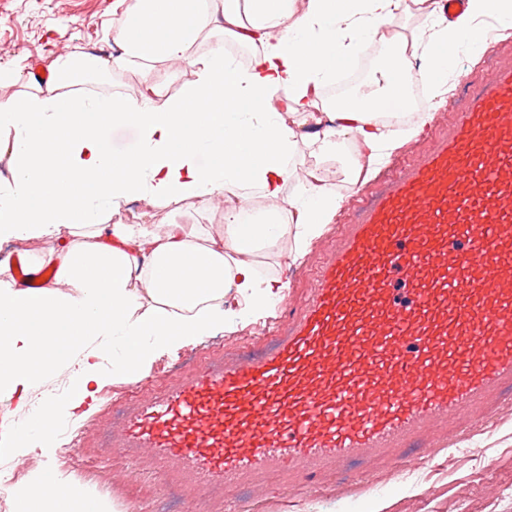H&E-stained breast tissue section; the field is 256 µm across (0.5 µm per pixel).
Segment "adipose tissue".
<instances>
[{"label": "adipose tissue", "mask_w": 512, "mask_h": 512, "mask_svg": "<svg viewBox=\"0 0 512 512\" xmlns=\"http://www.w3.org/2000/svg\"><path fill=\"white\" fill-rule=\"evenodd\" d=\"M406 0H134L112 41L116 54L58 55L27 75L0 72L18 91L0 99V244L79 228L66 248L0 265V397L26 392L59 365L78 361L69 406L95 399L94 342L112 351V375L145 372L154 353L211 336L224 304L258 319L282 300V282L257 274V256L289 260L320 237L340 205L319 164L351 143L350 173L367 179L400 144L384 107L407 102L408 65L422 63L432 92L448 90L462 53L480 52L485 21L512 30V0H413L427 19L389 40L369 92L321 104L327 79L351 66ZM254 51L241 63L226 42ZM181 63L195 78L165 96L150 73ZM135 68L132 93L95 94L86 84ZM298 176L301 191L285 187ZM274 201L241 204L246 189ZM191 198L220 205L217 232L195 224H109L108 210ZM20 512H109L107 502L63 472L40 468L16 489Z\"/></svg>", "instance_id": "obj_1"}]
</instances>
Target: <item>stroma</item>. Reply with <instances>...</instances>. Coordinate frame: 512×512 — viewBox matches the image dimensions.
Instances as JSON below:
<instances>
[{
    "label": "stroma",
    "mask_w": 512,
    "mask_h": 512,
    "mask_svg": "<svg viewBox=\"0 0 512 512\" xmlns=\"http://www.w3.org/2000/svg\"><path fill=\"white\" fill-rule=\"evenodd\" d=\"M114 3L115 0H0V69L39 72L61 53H111L116 23ZM496 64H512V31L494 32L479 55L460 56L458 72L449 78L447 93L431 98V122L417 135L405 139L395 151L393 162L428 151L433 133L448 125L450 105L465 95L471 80L488 78ZM358 190V185L347 181L337 185L339 208L326 233L296 264L280 265L270 258L258 264L261 275L281 279L287 285L284 298L271 315L260 319V326L270 329L285 325L296 316L301 299L311 287L312 269L335 248ZM128 218L136 224L208 226L223 223L224 213L219 208H203L189 199H176L151 206L126 204L111 213L109 221L121 224ZM252 326L238 322L202 342L157 351L148 370L133 379H113L112 358L102 354L97 367L101 388L96 401L75 410L65 409L70 389L60 388L55 400L62 411L51 427L48 449L36 446L27 454H19L14 435L8 434L0 437V456L17 469L18 486H25L36 468H57L75 484L91 487L108 499L114 512H187L199 501L205 502L210 512H246L252 501L269 502L276 512H458L457 501L464 497L471 499L472 512H512V495L489 503L488 497L496 493L497 487L480 480L470 457L471 449L478 448L486 464L505 471L512 469V403L502 405L479 422L472 435L457 441L454 448L417 468L405 469L403 474L390 473L380 461L367 463L363 470L370 474L373 487L356 484L345 493L338 491L335 474H324L316 485L310 486L285 472L248 481L233 490H194L153 463L148 453H141L132 461L115 449L101 447L97 428L111 422L112 402H125L189 372L202 354L250 346ZM73 433L78 434L79 445L68 459L63 448Z\"/></svg>",
    "instance_id": "obj_1"
}]
</instances>
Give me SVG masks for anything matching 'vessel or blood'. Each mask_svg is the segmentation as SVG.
Masks as SVG:
<instances>
[{
  "instance_id": "obj_1",
  "label": "vessel or blood",
  "mask_w": 512,
  "mask_h": 512,
  "mask_svg": "<svg viewBox=\"0 0 512 512\" xmlns=\"http://www.w3.org/2000/svg\"><path fill=\"white\" fill-rule=\"evenodd\" d=\"M287 328L116 405L101 438L198 488L432 457L435 426L512 400V65L423 157L362 189Z\"/></svg>"
}]
</instances>
